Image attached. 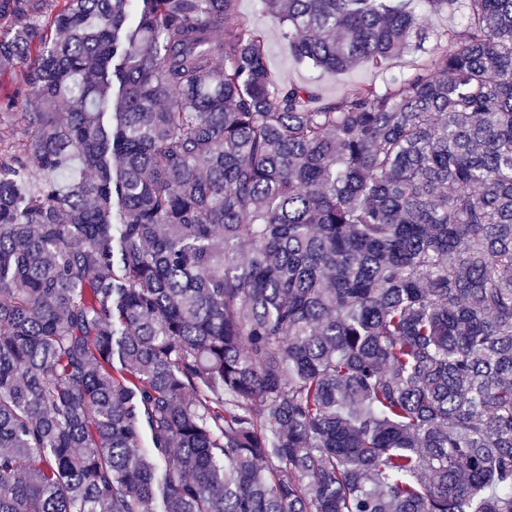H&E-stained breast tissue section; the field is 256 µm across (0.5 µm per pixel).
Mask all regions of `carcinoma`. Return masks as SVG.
<instances>
[{
    "label": "carcinoma",
    "mask_w": 512,
    "mask_h": 512,
    "mask_svg": "<svg viewBox=\"0 0 512 512\" xmlns=\"http://www.w3.org/2000/svg\"><path fill=\"white\" fill-rule=\"evenodd\" d=\"M235 2L0 0V512H512V0ZM460 12L431 14L428 18L429 36L419 47L404 51L393 57L379 70L362 64L339 74L303 64L296 59L294 49L284 37L279 24L267 14L259 0H237L236 11L240 21L262 32L265 38L266 64L272 78L277 81H293L312 84L319 97L327 99L342 94L356 82L382 86L388 73H411L418 68L431 69L441 52L447 48L445 34L449 28L460 26L464 5Z\"/></svg>",
    "instance_id": "1"
}]
</instances>
